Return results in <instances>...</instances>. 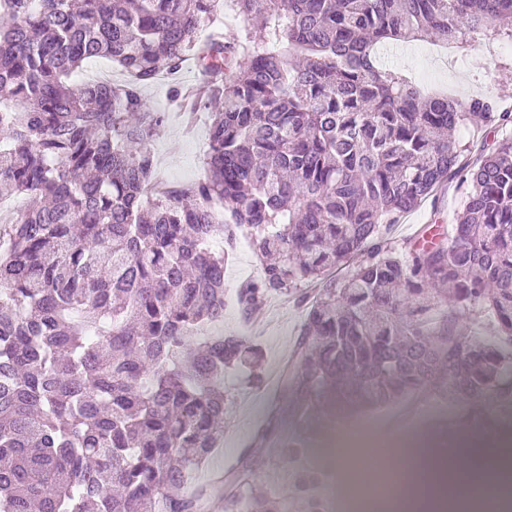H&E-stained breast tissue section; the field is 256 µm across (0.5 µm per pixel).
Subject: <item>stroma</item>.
<instances>
[{
    "instance_id": "35a3bbf8",
    "label": "stroma",
    "mask_w": 512,
    "mask_h": 512,
    "mask_svg": "<svg viewBox=\"0 0 512 512\" xmlns=\"http://www.w3.org/2000/svg\"><path fill=\"white\" fill-rule=\"evenodd\" d=\"M377 56L382 65L397 70L416 82L424 93H444L460 98L491 96L498 108L512 112V42L485 41L476 46L465 43L444 54L438 41L419 40L378 47ZM146 96L152 106L169 112L165 131L151 144L155 168L166 181L180 186L203 179L208 116L200 114L196 131L186 132L178 115L172 114L168 87L150 86ZM461 192L455 183L424 200L420 206L404 214L399 223L392 225L388 239L401 256H408L422 225H430L436 236L448 229V218L457 209ZM225 280L227 303L224 321L218 330L227 336H248L263 351L258 369V381H250L240 371L228 372L224 388L230 399L224 416V445L215 449L205 466L193 472L192 482H208L210 476L224 474L256 447L257 432L272 425L274 432L263 445L261 455L253 461L254 480L244 492L240 512H249L255 495L272 489L286 500L302 495L311 481L312 472H299L282 456L280 442L298 434V411L295 404L281 393L283 368L294 348L303 324L304 304L299 297L274 295L264 306V319L252 325L244 318L236 302L238 289L258 279L260 263L251 247L236 242H224ZM418 401L406 398L392 405L391 415L384 420L364 415L365 424L374 431H382L396 424L421 422L425 431L446 439H453L458 430L467 425L464 412L452 415L438 414L419 418Z\"/></svg>"
}]
</instances>
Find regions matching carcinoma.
<instances>
[{
    "label": "carcinoma",
    "instance_id": "1",
    "mask_svg": "<svg viewBox=\"0 0 512 512\" xmlns=\"http://www.w3.org/2000/svg\"><path fill=\"white\" fill-rule=\"evenodd\" d=\"M234 2L244 35L228 44L196 39L224 0H0V200H27L0 223V512L211 508L189 477L223 439L224 372L262 357L246 336H201L224 320L219 233L247 232L261 263L243 313L272 294L305 302L282 382L300 419L446 383L471 423L512 435V114L425 95L373 53L511 40L512 0ZM98 58L124 79L71 83ZM188 58L208 81L171 102L188 131L219 105L206 175L160 194L150 143L168 113L145 90ZM460 126L494 143L475 164ZM452 180L466 192L448 235L402 260L387 226ZM482 314L491 342L461 325ZM259 452L224 473L222 512Z\"/></svg>",
    "mask_w": 512,
    "mask_h": 512
}]
</instances>
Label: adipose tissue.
I'll return each mask as SVG.
<instances>
[{
  "instance_id": "ef3b65f1",
  "label": "adipose tissue",
  "mask_w": 512,
  "mask_h": 512,
  "mask_svg": "<svg viewBox=\"0 0 512 512\" xmlns=\"http://www.w3.org/2000/svg\"><path fill=\"white\" fill-rule=\"evenodd\" d=\"M384 462L399 472L397 494L415 512H468L470 503L495 496L512 482V450L490 438L483 448L472 447L465 428L452 447H440L426 435L420 447L390 449Z\"/></svg>"
}]
</instances>
